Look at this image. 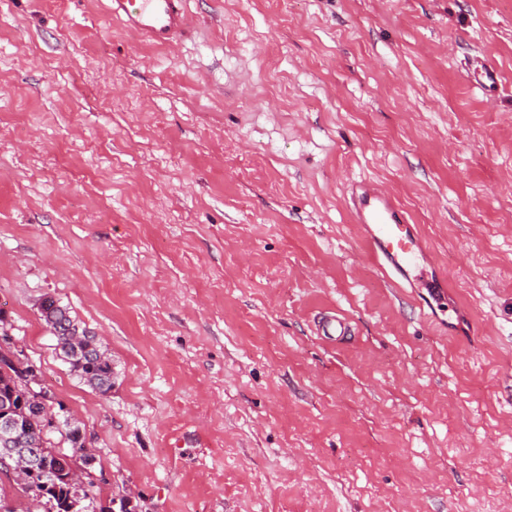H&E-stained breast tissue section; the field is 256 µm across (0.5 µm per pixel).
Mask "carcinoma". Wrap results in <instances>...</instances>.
Returning a JSON list of instances; mask_svg holds the SVG:
<instances>
[{
    "label": "carcinoma",
    "instance_id": "carcinoma-1",
    "mask_svg": "<svg viewBox=\"0 0 512 512\" xmlns=\"http://www.w3.org/2000/svg\"><path fill=\"white\" fill-rule=\"evenodd\" d=\"M41 320L56 339V348L69 364L70 371L92 389L105 394L112 388V359L102 349L96 337L89 334L72 317L70 309L61 304L39 307ZM19 373L12 366H0V396L14 397L13 415L25 427V435L32 448H46L47 472H38L33 479L36 491L42 493L43 512H112V505L99 499L98 487L81 492L75 497L69 464L90 468L93 457L87 453L81 426L74 421L61 424V436L70 451L52 445L49 431L38 426L43 403L38 395L27 392L17 381Z\"/></svg>",
    "mask_w": 512,
    "mask_h": 512
}]
</instances>
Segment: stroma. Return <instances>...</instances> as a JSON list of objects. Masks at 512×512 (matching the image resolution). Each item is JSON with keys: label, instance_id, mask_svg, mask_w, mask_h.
<instances>
[{"label": "stroma", "instance_id": "stroma-1", "mask_svg": "<svg viewBox=\"0 0 512 512\" xmlns=\"http://www.w3.org/2000/svg\"><path fill=\"white\" fill-rule=\"evenodd\" d=\"M184 9L164 47L107 0H0V313L101 499L512 512V0ZM364 179L447 271L440 302L370 264ZM47 293L111 356L107 394ZM39 313L46 328L55 337L56 348L69 364L71 372L92 389L107 393L112 388V359L96 337L90 335L59 300L48 307L39 306ZM73 336H81L84 342L76 343Z\"/></svg>", "mask_w": 512, "mask_h": 512}]
</instances>
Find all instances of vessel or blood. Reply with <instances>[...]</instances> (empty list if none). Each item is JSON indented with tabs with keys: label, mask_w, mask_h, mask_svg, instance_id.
<instances>
[{
	"label": "vessel or blood",
	"mask_w": 512,
	"mask_h": 512,
	"mask_svg": "<svg viewBox=\"0 0 512 512\" xmlns=\"http://www.w3.org/2000/svg\"><path fill=\"white\" fill-rule=\"evenodd\" d=\"M109 12L126 29L165 46L183 37V0H108ZM351 202L375 269L396 286L431 288V254L403 209L378 184L353 185Z\"/></svg>",
	"instance_id": "vessel-or-blood-1"
}]
</instances>
